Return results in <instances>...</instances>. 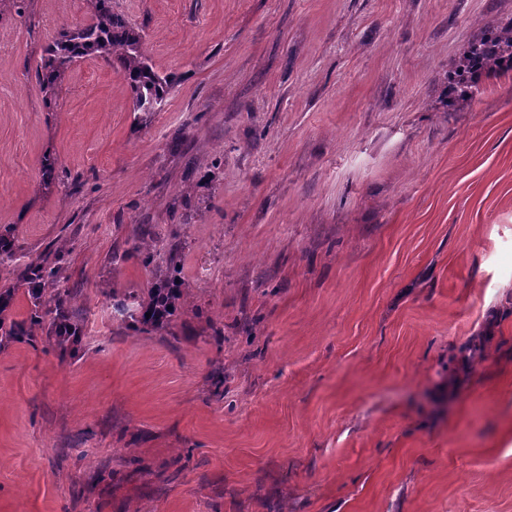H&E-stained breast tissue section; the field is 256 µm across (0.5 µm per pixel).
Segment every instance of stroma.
I'll list each match as a JSON object with an SVG mask.
<instances>
[{"mask_svg": "<svg viewBox=\"0 0 512 512\" xmlns=\"http://www.w3.org/2000/svg\"><path fill=\"white\" fill-rule=\"evenodd\" d=\"M177 83L138 121L88 0L0 17V225L59 255L79 353L0 347V512H512V0H112ZM60 160L44 189L43 154ZM182 244L162 331L135 225ZM512 71V20L496 25L473 43L448 81V106L474 96L479 78L503 76ZM149 288H143L141 295L135 293L127 299L115 300L112 309L121 317V321L130 319L141 331H154L167 327L172 317L181 308L185 296L182 283L173 273L155 274ZM151 312L150 318L146 313Z\"/></svg>", "mask_w": 512, "mask_h": 512, "instance_id": "1", "label": "stroma"}]
</instances>
